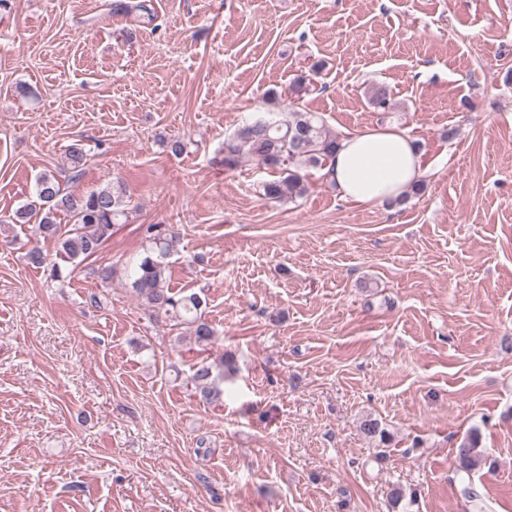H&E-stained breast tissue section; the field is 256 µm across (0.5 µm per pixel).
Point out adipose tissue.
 Masks as SVG:
<instances>
[{"mask_svg":"<svg viewBox=\"0 0 512 512\" xmlns=\"http://www.w3.org/2000/svg\"><path fill=\"white\" fill-rule=\"evenodd\" d=\"M325 172L340 199L375 205L401 198L426 170L411 137L392 126L340 138Z\"/></svg>","mask_w":512,"mask_h":512,"instance_id":"1","label":"adipose tissue"}]
</instances>
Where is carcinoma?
I'll return each mask as SVG.
<instances>
[{"label": "carcinoma", "instance_id": "carcinoma-1", "mask_svg": "<svg viewBox=\"0 0 512 512\" xmlns=\"http://www.w3.org/2000/svg\"><path fill=\"white\" fill-rule=\"evenodd\" d=\"M338 144L336 134L310 112H293L284 122L257 119L240 127L224 141V167L233 168L242 154L254 156L264 164L283 167L282 176L263 184L264 196L277 201H290L303 196L307 183L302 167H324ZM68 181L79 179L84 165V149L73 144L68 149ZM36 200L20 207L1 224H28L38 218L35 235L54 240L58 248L55 258L47 260L39 246L31 247L26 258L36 267L50 266V277L60 279L72 274L84 261L97 255L112 237L115 225L127 218L126 191L121 183L107 184L85 195H76L62 187L59 176L45 172L36 178ZM64 212L72 224L57 223L56 215ZM149 247L135 270L131 287L145 309L170 316L176 325L185 328L196 343L212 344L214 327L202 316L204 300L196 293L172 292L165 287V259L177 251L180 238L163 224L146 229ZM231 363L204 360L190 368V379L209 403L224 402V368ZM484 453L475 436L461 441L455 450L456 472L470 474L481 466ZM392 509L411 512L415 495L394 485L389 491Z\"/></svg>", "mask_w": 512, "mask_h": 512}]
</instances>
